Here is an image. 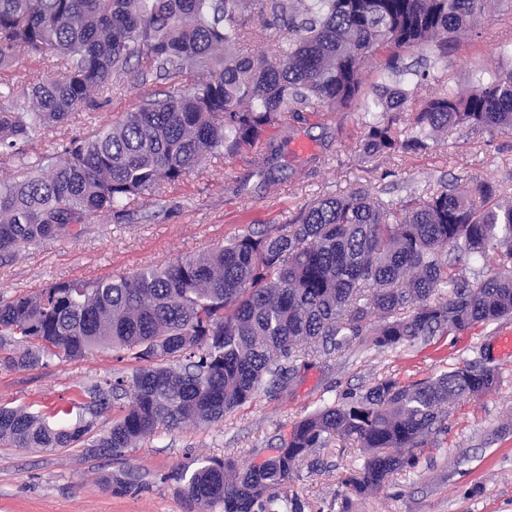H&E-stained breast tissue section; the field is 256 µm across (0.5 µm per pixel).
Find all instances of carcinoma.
<instances>
[{
  "label": "carcinoma",
  "instance_id": "cac0c4a2",
  "mask_svg": "<svg viewBox=\"0 0 512 512\" xmlns=\"http://www.w3.org/2000/svg\"><path fill=\"white\" fill-rule=\"evenodd\" d=\"M254 2L0 0V71L24 56L57 69L25 88L19 105L13 91L0 92L1 159L96 108L112 77L136 62L161 80L195 76L0 178V260L20 242L79 238L100 219L123 220L134 201L206 156L263 139L285 112L303 120L363 109L372 116L360 141L367 161L425 152L451 128L512 133V68L428 98L403 128L406 93L383 84L370 93L364 81L365 66L382 60L399 71L414 49L448 55L475 36L492 0H267L264 26L288 40L240 56ZM487 258L491 273L470 280L469 265ZM511 317L512 201L495 183H446L397 202L358 186L193 258L0 297V368L78 359L94 347L136 364L130 376L78 390L66 425L55 418L67 409L0 406V441L117 457L162 429L217 425L260 393L281 400L319 359L357 340L393 350ZM499 382L483 355L411 384L384 377L301 418L260 465L206 458L168 479L200 512H301L288 508V488L334 437L363 451L358 472L342 480L363 498L437 447L449 407ZM108 409L112 426L92 435L87 416Z\"/></svg>",
  "mask_w": 512,
  "mask_h": 512
}]
</instances>
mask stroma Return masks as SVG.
Wrapping results in <instances>:
<instances>
[{"label":"stroma","instance_id":"obj_1","mask_svg":"<svg viewBox=\"0 0 512 512\" xmlns=\"http://www.w3.org/2000/svg\"><path fill=\"white\" fill-rule=\"evenodd\" d=\"M475 25L478 38L461 41L447 56L429 49L406 55V64L430 70L432 84L418 87L410 76L375 68L369 70L368 82L405 90L403 111L408 114L439 90L472 86L499 65H512V0H496ZM157 89L155 83L143 86L129 76L113 81L95 112L79 111L66 126L26 147L24 157L35 158L88 134ZM366 119L356 109L303 121L286 117L272 142H259L235 156L208 157L202 169L165 185L159 203L130 206L122 223L101 221L78 239L23 245L16 259L0 261V296L194 257L247 228L287 223L303 204L344 195L359 185L397 199L416 190H439L450 180L463 185L490 179L501 185L504 197H512V135L453 128L438 134L428 153H397L368 163L360 146ZM272 144L278 155L269 167L262 160ZM301 144L306 147L302 153L297 150ZM506 332L512 333L510 319L427 346L378 352L354 343L325 357L283 400L258 395L218 425L160 433L130 449L121 461L91 456L82 447L45 451L0 442V512H187L168 478L172 471L195 469L210 457L261 463L294 422L347 389H365L387 376L412 382L482 353L498 367L500 385L459 403L448 417L442 447L415 468L394 475L377 495L351 499L340 480L361 466L362 454L359 448L332 443L317 450L315 464L301 466L290 491L304 512H512V433L498 432L512 414V358L501 356L497 348ZM126 368L112 350L95 348L82 358H56L30 370L0 369V405L42 411L63 407L80 387L111 379ZM121 471L136 479L137 488L116 497L109 482Z\"/></svg>","mask_w":512,"mask_h":512}]
</instances>
